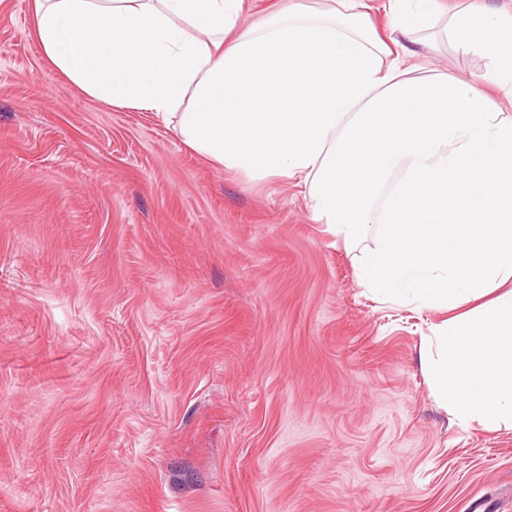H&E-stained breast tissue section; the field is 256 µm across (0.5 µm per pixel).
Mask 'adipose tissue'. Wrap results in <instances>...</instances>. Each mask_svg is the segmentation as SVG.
<instances>
[{
	"mask_svg": "<svg viewBox=\"0 0 512 512\" xmlns=\"http://www.w3.org/2000/svg\"><path fill=\"white\" fill-rule=\"evenodd\" d=\"M248 2L32 0L33 32L88 97L175 121L215 167L293 181L345 246L374 238L360 286L454 313L424 362L437 401L512 428V4L280 0L243 31ZM446 42L484 70L423 75Z\"/></svg>",
	"mask_w": 512,
	"mask_h": 512,
	"instance_id": "ef3b65f1",
	"label": "adipose tissue"
}]
</instances>
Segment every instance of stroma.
Instances as JSON below:
<instances>
[{"label": "stroma", "instance_id": "1", "mask_svg": "<svg viewBox=\"0 0 512 512\" xmlns=\"http://www.w3.org/2000/svg\"><path fill=\"white\" fill-rule=\"evenodd\" d=\"M298 188L43 60L0 0V512H512V430L423 367Z\"/></svg>", "mask_w": 512, "mask_h": 512}]
</instances>
